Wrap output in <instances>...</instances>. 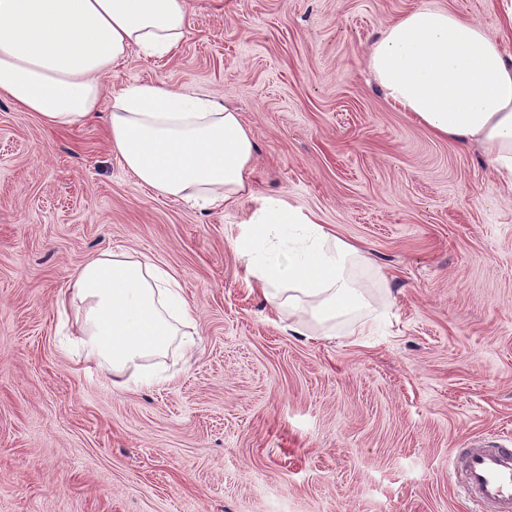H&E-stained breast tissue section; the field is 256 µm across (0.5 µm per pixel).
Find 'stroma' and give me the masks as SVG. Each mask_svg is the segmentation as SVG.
<instances>
[{
  "instance_id": "obj_1",
  "label": "stroma",
  "mask_w": 512,
  "mask_h": 512,
  "mask_svg": "<svg viewBox=\"0 0 512 512\" xmlns=\"http://www.w3.org/2000/svg\"><path fill=\"white\" fill-rule=\"evenodd\" d=\"M428 3L505 32V0H189L174 54L110 74L238 110L256 165L227 210L138 185L102 121L0 100V512H469L454 449L512 440V191L366 70ZM267 197L387 274L361 282L391 306L376 335L291 334L250 293L233 240ZM107 250L171 267L196 309L193 356L122 389L82 362V310L55 306Z\"/></svg>"
}]
</instances>
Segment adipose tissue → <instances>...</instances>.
Listing matches in <instances>:
<instances>
[{
  "instance_id": "obj_1",
  "label": "adipose tissue",
  "mask_w": 512,
  "mask_h": 512,
  "mask_svg": "<svg viewBox=\"0 0 512 512\" xmlns=\"http://www.w3.org/2000/svg\"><path fill=\"white\" fill-rule=\"evenodd\" d=\"M189 27L188 0H0V97L50 127L103 118L112 151L156 194L211 208L251 190L255 143L239 112L164 83L108 93L131 52L170 55ZM366 67L401 111L435 137L482 148L512 187V53L476 21L425 5L387 25ZM112 110L100 113L104 94ZM245 281L279 313L346 317L367 336L381 315L353 287L375 266L281 199L266 200L234 240ZM82 305L86 362L124 386L126 372L171 346L191 352L195 310L169 267L112 251L70 276L56 307Z\"/></svg>"
}]
</instances>
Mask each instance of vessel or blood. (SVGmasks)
Listing matches in <instances>:
<instances>
[{"mask_svg": "<svg viewBox=\"0 0 512 512\" xmlns=\"http://www.w3.org/2000/svg\"><path fill=\"white\" fill-rule=\"evenodd\" d=\"M453 476L476 512H512V447L471 444L461 450Z\"/></svg>", "mask_w": 512, "mask_h": 512, "instance_id": "1", "label": "vessel or blood"}]
</instances>
